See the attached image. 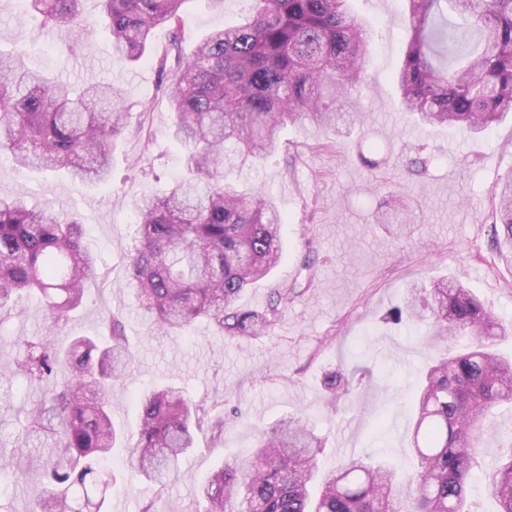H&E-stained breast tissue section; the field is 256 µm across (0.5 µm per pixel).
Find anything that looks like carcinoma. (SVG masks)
I'll return each mask as SVG.
<instances>
[{"instance_id":"obj_1","label":"carcinoma","mask_w":512,"mask_h":512,"mask_svg":"<svg viewBox=\"0 0 512 512\" xmlns=\"http://www.w3.org/2000/svg\"><path fill=\"white\" fill-rule=\"evenodd\" d=\"M84 0H25L42 26H64L72 40L94 28ZM97 23L112 54L140 60L154 30L167 26L176 71L158 63L160 88L173 114L172 137L185 150L187 175L162 193L134 202L139 236L130 250V285L148 323L165 336L196 321L231 338L267 333L294 289H273L261 311L237 306L281 259L283 216L263 193L224 182V169L274 154L279 133L308 119L333 126L358 112L333 109L348 86L366 76L371 25L351 0H253L246 20L208 34L182 53L179 10L185 0H100ZM407 44L398 72L402 111L426 126L485 132L512 112V0H405ZM112 87L96 84L77 99L56 77L27 69L0 51V152L17 166L63 171L81 183L106 181L112 139L127 127ZM499 223L512 246V178L496 185ZM78 218L51 206L30 208L0 198V321L16 298L34 296L59 323L78 309L85 285L108 275L83 242ZM407 319L444 345L426 370L412 432L417 461L399 475L350 457L318 475L322 440L305 417L282 420L261 435L252 460L226 463L200 484L204 512H479L468 485L491 419L512 406V358L494 352L512 332L455 279L411 288L390 319ZM467 336L473 345L453 350ZM15 370L46 388L18 434V450L0 465L42 486L34 512H101L112 484L106 463L117 441L108 400L131 361L119 316L107 313L93 336L65 349L48 339H19ZM65 379L58 381V373ZM336 399L353 381L328 377ZM140 422L129 448L132 470L161 487L178 475L194 434H220L224 418L204 401L162 387L136 398ZM485 494L512 512V430L500 433Z\"/></svg>"}]
</instances>
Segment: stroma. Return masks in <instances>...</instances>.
Returning <instances> with one entry per match:
<instances>
[{
	"instance_id": "stroma-1",
	"label": "stroma",
	"mask_w": 512,
	"mask_h": 512,
	"mask_svg": "<svg viewBox=\"0 0 512 512\" xmlns=\"http://www.w3.org/2000/svg\"><path fill=\"white\" fill-rule=\"evenodd\" d=\"M352 5L375 29L368 78L348 92L362 121L336 131L306 121L286 125L279 153L225 174L239 190L269 195L285 218L279 265L241 295L239 306L261 310L275 286L295 290L269 334L232 339L215 335L204 321L178 338L152 334L128 281L134 200L185 171L184 151L167 135V100L157 90L156 62L169 49L168 27H158L148 56L130 64L112 56L103 28L76 44L65 27L41 28L22 16L17 0H0L1 50L21 56L32 70L57 74L76 94L109 84L130 112L131 131L114 140L104 185L22 169L0 152V196L76 214L87 247L109 273L106 285H89L69 320L46 323L36 300L25 298L0 324V441L13 443L19 408L43 395L42 387L12 373L15 337L65 343L91 334L104 311L121 316L133 358L110 393L112 421L125 439L109 460L117 481L106 512H202L197 486L224 462L252 458L261 432L296 414L307 416L324 440L319 468L355 455L409 472L411 404L437 350L413 326L383 322V315L402 303L410 284L453 275L512 321V263L492 241L494 188L512 174V120L479 136L415 124L396 106L406 48L403 0ZM251 7L250 0H185L184 52L210 30L240 22ZM395 198L410 210L404 231L379 221L381 203ZM340 367L353 371L359 389L352 400L336 402L324 377ZM155 386L220 402L224 414L223 435L196 433L178 476L162 489L132 476L126 442L138 425L136 396ZM235 407L240 415H232Z\"/></svg>"
}]
</instances>
